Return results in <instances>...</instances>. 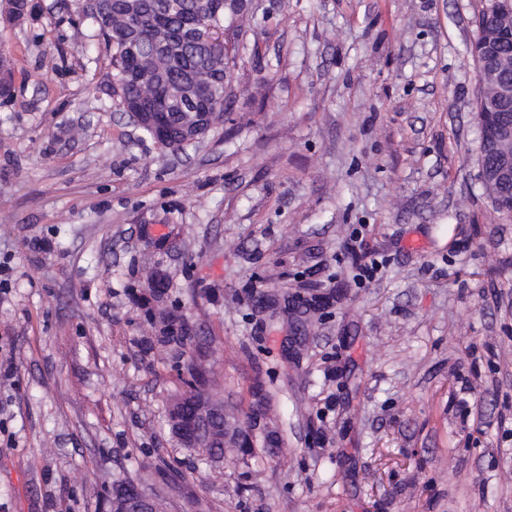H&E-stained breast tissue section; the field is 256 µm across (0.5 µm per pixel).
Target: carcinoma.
<instances>
[{"label":"carcinoma","mask_w":512,"mask_h":512,"mask_svg":"<svg viewBox=\"0 0 512 512\" xmlns=\"http://www.w3.org/2000/svg\"><path fill=\"white\" fill-rule=\"evenodd\" d=\"M78 9L114 50L111 78L121 84L119 107L141 97L138 70L158 87L186 86L189 95L144 127L147 135L162 133L184 150L223 117L221 81L230 73L229 56L214 50L224 48V0H78ZM145 318L157 332L164 359L183 364L189 375L185 384L194 390L198 372L210 363L187 354L190 336L179 308H148Z\"/></svg>","instance_id":"cac0c4a2"}]
</instances>
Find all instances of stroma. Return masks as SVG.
<instances>
[{"label": "stroma", "mask_w": 512, "mask_h": 512, "mask_svg": "<svg viewBox=\"0 0 512 512\" xmlns=\"http://www.w3.org/2000/svg\"><path fill=\"white\" fill-rule=\"evenodd\" d=\"M488 0H251L224 119L185 151L118 106L75 0L6 22L0 512H512V216L478 178ZM382 260L361 283L354 232ZM158 269L224 400L277 442L201 463L147 349ZM128 491L123 494H115L108 502V512H154V499L143 488L126 487Z\"/></svg>", "instance_id": "stroma-1"}]
</instances>
